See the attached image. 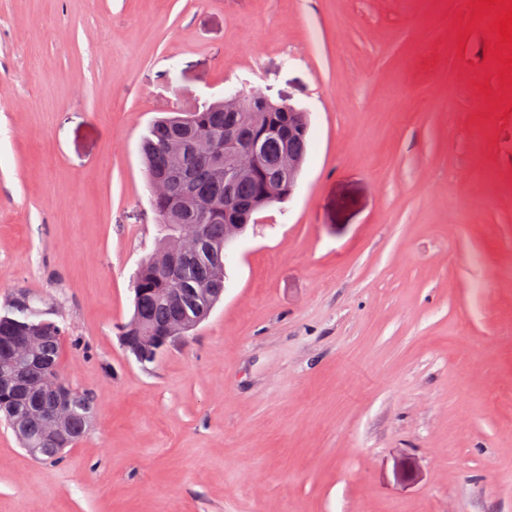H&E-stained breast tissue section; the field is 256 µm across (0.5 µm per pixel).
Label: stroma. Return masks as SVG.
I'll return each instance as SVG.
<instances>
[{"instance_id": "stroma-1", "label": "stroma", "mask_w": 512, "mask_h": 512, "mask_svg": "<svg viewBox=\"0 0 512 512\" xmlns=\"http://www.w3.org/2000/svg\"><path fill=\"white\" fill-rule=\"evenodd\" d=\"M470 0H0V303L62 309L91 393L55 464L0 425V512H512V44ZM309 114L224 297L126 353L152 120Z\"/></svg>"}]
</instances>
